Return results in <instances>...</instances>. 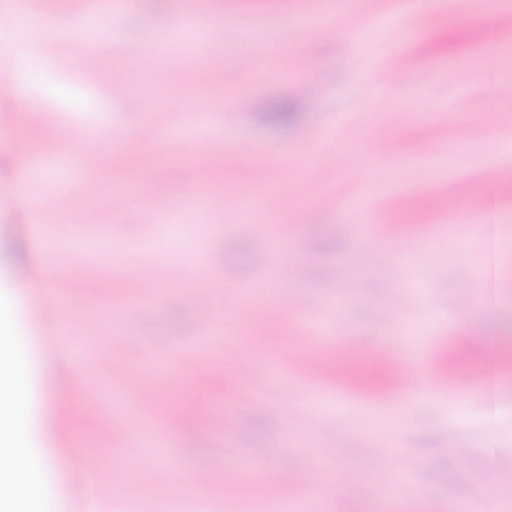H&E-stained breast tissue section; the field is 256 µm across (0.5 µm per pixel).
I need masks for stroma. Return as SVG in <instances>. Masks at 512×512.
<instances>
[{
    "label": "stroma",
    "mask_w": 512,
    "mask_h": 512,
    "mask_svg": "<svg viewBox=\"0 0 512 512\" xmlns=\"http://www.w3.org/2000/svg\"><path fill=\"white\" fill-rule=\"evenodd\" d=\"M7 2L0 127L14 135L0 140V304L26 294L38 352L53 377L74 380L45 399L59 481L40 512H87V469L117 489L98 512H159L175 475L197 472L213 481L183 512H281L305 498L323 500L325 512H455L473 495L512 490V368L500 371L502 413L491 428L485 365L453 380L441 366L445 354L484 344L470 306L482 271L465 244L478 224L498 225L503 238L497 333L512 337V153L491 162L483 154L488 136L512 139V0L491 12L476 0H355L318 34L295 22L332 0H229L230 15H200L186 28L178 12L189 0H126L80 25L70 0H49L41 11L50 22L33 33L12 25ZM387 16L396 28L381 40ZM258 36L262 64L239 73L235 53ZM90 38L127 94L113 96L84 71ZM130 43L145 55H125ZM297 52L308 70L290 66ZM394 54L407 67L374 100V74ZM161 65L171 79L146 101L142 86ZM202 65L215 72L205 90L193 81ZM244 91L252 107L238 106ZM31 103L43 128L24 123ZM278 107L291 112L288 123L270 121ZM485 113L491 132L471 131L472 117ZM243 141L252 147L246 158L236 153ZM33 149L42 154L35 195L65 196L90 218L73 224L66 212H44L38 245L16 230L31 219L12 191L16 161ZM92 151L103 160L93 195L83 189ZM215 156L224 159L217 169L208 163ZM129 178L166 193L106 207L114 181ZM352 199L367 202L365 217L349 211ZM263 240L274 248L259 266L253 251ZM89 260L106 269L95 291L78 277ZM200 264L223 277V295L201 297ZM151 265L154 281L139 282L137 271ZM241 290L277 317L256 322ZM397 292L411 297L400 313ZM50 294L65 307L45 305ZM411 327L421 335H408ZM100 328L111 371L76 367L74 352ZM289 348L349 371L303 385L280 358ZM382 352L422 366L429 397L353 382L373 373ZM184 354L195 356V372L177 387L142 370ZM148 379L168 405L161 452L140 466L115 465L128 435L158 432L137 407ZM88 388L103 393L94 418L80 406ZM250 448L264 451L253 470L241 460ZM287 457L294 468L273 500L225 495V480L237 476L275 481Z\"/></svg>",
    "instance_id": "1"
}]
</instances>
